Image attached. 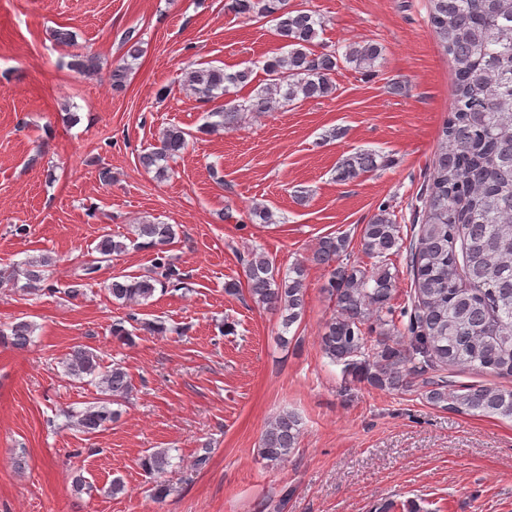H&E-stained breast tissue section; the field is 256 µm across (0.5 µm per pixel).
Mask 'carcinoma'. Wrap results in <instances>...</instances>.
I'll use <instances>...</instances> for the list:
<instances>
[{"mask_svg": "<svg viewBox=\"0 0 512 512\" xmlns=\"http://www.w3.org/2000/svg\"><path fill=\"white\" fill-rule=\"evenodd\" d=\"M430 23L454 72V110L442 129L439 149L423 198L422 220L409 242L412 288L409 304L397 309L396 275L389 256L402 248L400 225L386 211L362 227L364 253L377 260L367 271L343 261L347 239H319L311 261L330 269L325 287L335 311L324 325L320 344L326 358L342 366L345 377L371 386L400 390L427 370L448 366L478 373L512 377V0H429ZM227 9L270 25L285 51L263 61L266 83L242 100L235 98L209 113L202 127L208 134L231 128L239 114L263 113L283 99H320L335 91L332 75L342 64L372 68L382 47L363 40L345 51L317 52L315 40L324 21L313 13L288 8V0H229ZM121 62L112 68V90L126 88L132 62L141 42L124 35ZM68 66L83 76L96 74L100 63L87 53L72 55ZM253 69L226 71L213 65L186 73L190 89L208 100L233 94L250 83ZM188 133L169 126L158 147L142 154L139 163L157 176L168 173V162L188 147ZM378 154L360 152L343 159L336 179L350 182L382 166ZM135 239L125 243L105 234L97 242V256L86 261L90 277L128 245L150 248V272L130 278L114 276L106 285L112 298L140 305L157 289L180 281L167 254L177 235L172 224L148 222L134 227ZM252 299L280 313L289 329L306 307V267L297 262L280 274L262 252L242 259ZM53 259L38 256L10 274L0 272V285L18 283L32 291L51 289ZM35 332L34 324L17 321L0 326V343L23 349ZM377 333L371 338L367 333ZM68 376L97 380L101 396L70 415L84 434H95L117 421L115 408L128 396L131 384L123 367L101 370L93 351L77 347L66 360ZM427 402L464 415L512 419V388L471 385L452 388L444 379L428 381ZM301 428L292 413L269 422L262 439V456L271 463L284 460L297 447ZM167 453L155 451L141 460L150 474H161Z\"/></svg>", "mask_w": 512, "mask_h": 512, "instance_id": "carcinoma-1", "label": "carcinoma"}]
</instances>
